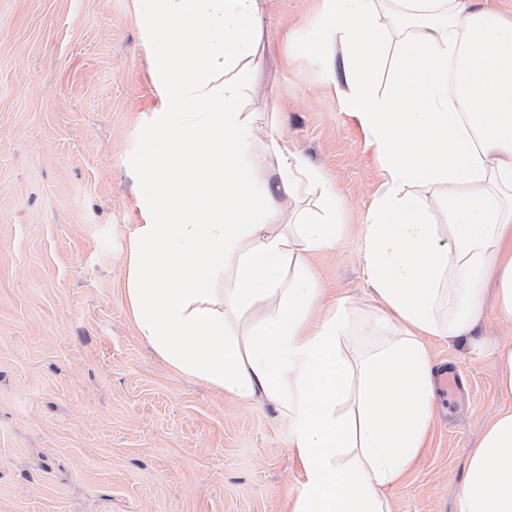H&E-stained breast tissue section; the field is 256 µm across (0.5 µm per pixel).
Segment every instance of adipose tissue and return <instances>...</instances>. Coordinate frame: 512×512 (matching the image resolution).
<instances>
[{
    "mask_svg": "<svg viewBox=\"0 0 512 512\" xmlns=\"http://www.w3.org/2000/svg\"><path fill=\"white\" fill-rule=\"evenodd\" d=\"M270 0H133L153 107L128 162L140 213L123 302L176 372L270 403L302 471L291 512H390L433 419L425 341L512 321V14L490 0H322L301 46L382 182L361 231L368 303L314 254L348 233L335 186L248 111ZM391 59L390 89L369 74ZM271 163L258 169L252 147ZM313 194L317 209L283 218ZM456 512H512V407L467 456Z\"/></svg>",
    "mask_w": 512,
    "mask_h": 512,
    "instance_id": "adipose-tissue-1",
    "label": "adipose tissue"
}]
</instances>
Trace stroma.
Returning <instances> with one entry per match:
<instances>
[{"mask_svg": "<svg viewBox=\"0 0 512 512\" xmlns=\"http://www.w3.org/2000/svg\"><path fill=\"white\" fill-rule=\"evenodd\" d=\"M132 0H0V512H288L301 482L272 405L174 372L121 298L139 212L125 159L152 105ZM321 0H271L251 109L334 183L349 233L313 266L331 296L367 297L359 233L374 154L318 61L292 43ZM481 349L430 338L459 376L435 394L416 471L391 512H456L466 456L500 393L512 323L487 309ZM498 386L502 393L512 395V346L498 347L495 352Z\"/></svg>", "mask_w": 512, "mask_h": 512, "instance_id": "stroma-1", "label": "stroma"}]
</instances>
